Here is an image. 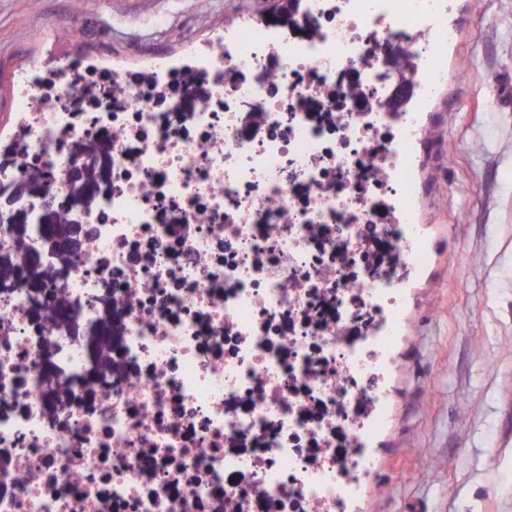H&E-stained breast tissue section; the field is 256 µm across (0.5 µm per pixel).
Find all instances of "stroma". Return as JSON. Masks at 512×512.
Instances as JSON below:
<instances>
[{"label": "stroma", "instance_id": "1", "mask_svg": "<svg viewBox=\"0 0 512 512\" xmlns=\"http://www.w3.org/2000/svg\"><path fill=\"white\" fill-rule=\"evenodd\" d=\"M226 2L0 0V140L29 65L180 62L223 38ZM448 27V77L411 145L423 264L391 325L355 512H512V0H453Z\"/></svg>", "mask_w": 512, "mask_h": 512}]
</instances>
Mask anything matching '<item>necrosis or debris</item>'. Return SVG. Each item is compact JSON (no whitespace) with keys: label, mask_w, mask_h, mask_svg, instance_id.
<instances>
[{"label":"necrosis or debris","mask_w":512,"mask_h":512,"mask_svg":"<svg viewBox=\"0 0 512 512\" xmlns=\"http://www.w3.org/2000/svg\"><path fill=\"white\" fill-rule=\"evenodd\" d=\"M449 6L307 0L288 25L233 18L178 64L76 55L20 75L0 183L49 173L64 199L88 139L111 173L56 284L70 328L0 289V512H349L415 259L402 173ZM395 45L415 85L389 112ZM106 294L112 377L90 385L81 330Z\"/></svg>","instance_id":"1"}]
</instances>
